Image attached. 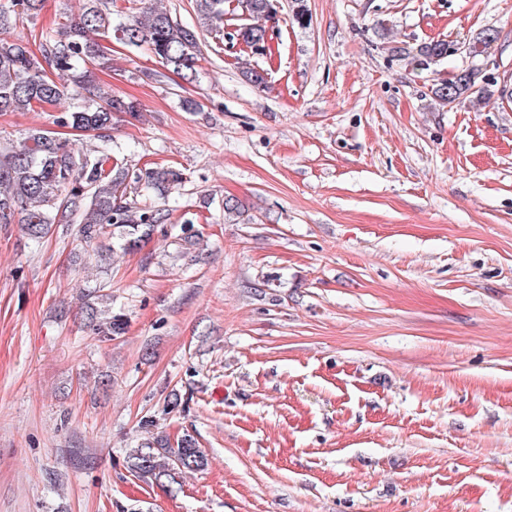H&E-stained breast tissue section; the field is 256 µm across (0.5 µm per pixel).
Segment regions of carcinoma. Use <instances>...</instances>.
<instances>
[{"mask_svg": "<svg viewBox=\"0 0 512 512\" xmlns=\"http://www.w3.org/2000/svg\"><path fill=\"white\" fill-rule=\"evenodd\" d=\"M112 25L107 0H87L82 13L58 24L55 33L38 35V48L16 33L23 18L42 10L43 0H0V113L44 112L55 108L67 91L61 78L68 77L77 90L88 93L89 104L62 111L56 123L83 132H94L102 145L91 152L62 140L50 131L32 129L16 145L0 147V224H20L23 233L39 242L51 232L56 218H78V237L94 246L100 259L127 253L152 237L167 223L170 210L143 205L144 189L163 195L181 184L182 173L174 167L131 168L112 153L111 130L119 115L131 117L137 104L112 92L110 85H96L92 69L107 59L102 40L114 37L128 48L145 47L167 70L191 82L201 56L200 32L214 30L224 21L226 0H195L196 24L182 23L171 12L151 4ZM267 0H251L252 23L236 30V36L253 43L266 34ZM293 22L305 27L311 15L305 0H291ZM487 28L468 43L478 56L488 48ZM449 44L433 40L414 51L397 50L411 64L428 70L448 56ZM488 80L482 69L468 67L431 87L433 99L443 106L461 105L483 98ZM84 328L110 340L125 333L127 321L120 314L104 315L98 308L99 290L86 294ZM127 469L146 484L170 489L183 474L207 465L196 440L185 434L176 442L157 436L129 452Z\"/></svg>", "mask_w": 512, "mask_h": 512, "instance_id": "obj_1", "label": "carcinoma"}]
</instances>
